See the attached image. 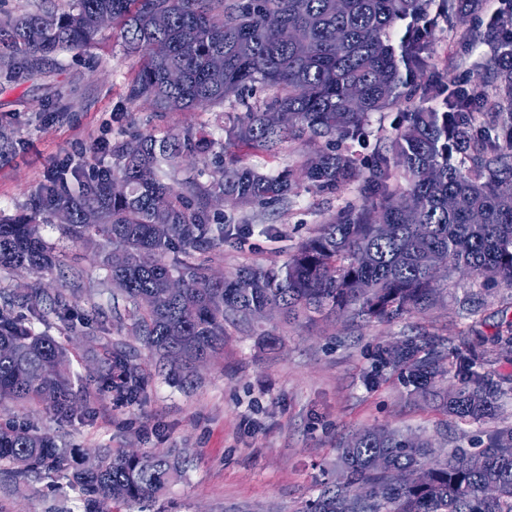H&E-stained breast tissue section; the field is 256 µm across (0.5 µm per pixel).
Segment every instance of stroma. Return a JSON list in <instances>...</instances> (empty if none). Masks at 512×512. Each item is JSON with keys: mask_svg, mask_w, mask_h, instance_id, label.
Segmentation results:
<instances>
[{"mask_svg": "<svg viewBox=\"0 0 512 512\" xmlns=\"http://www.w3.org/2000/svg\"><path fill=\"white\" fill-rule=\"evenodd\" d=\"M511 11L512 0H491L465 20L439 21L428 48V77L475 90L472 68L488 58L484 47L462 44L459 34ZM138 66V57L127 55L116 31L106 28L90 50L33 60L9 75L0 69V213H26L56 166L111 164L113 145L135 134L205 126L223 139L219 108L158 112L146 103L129 104L127 89ZM363 195L358 182L333 195L302 186L283 205L244 209L251 223L272 228L273 236L257 234L244 244L211 250V266L228 276L244 266L283 265L325 217L360 203ZM66 253L59 274L0 270V291L32 286L51 296L66 276L78 274L82 292L75 308L92 312L93 320L70 331L75 372L89 377L101 358L125 351L149 381L146 397L129 404L89 385L78 395L95 407L92 419L62 425L42 406L6 402L0 404V422L33 424L72 448L173 450L185 459L182 479L156 502L112 503L104 512H300L320 483L335 477L338 441L359 429L409 431L445 452L486 447L496 429L512 426V355L493 342L500 324L512 320V290L489 291L473 314L462 305L469 282L452 277L441 283L442 302L388 323L345 314L290 325L275 317L255 330L230 327L223 355L178 378L159 367L137 337L116 329L115 304L100 290L104 272L91 253L80 246ZM265 331L279 336L276 349L264 346ZM419 334L435 337L442 351L463 353L468 343L480 344L484 371L504 389L495 419L448 416L411 395L391 372L378 384L365 382L376 345ZM67 483L64 476L53 485L1 476L0 512H85Z\"/></svg>", "mask_w": 512, "mask_h": 512, "instance_id": "1", "label": "stroma"}]
</instances>
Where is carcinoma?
I'll return each instance as SVG.
<instances>
[{
	"mask_svg": "<svg viewBox=\"0 0 512 512\" xmlns=\"http://www.w3.org/2000/svg\"><path fill=\"white\" fill-rule=\"evenodd\" d=\"M74 0L71 12L29 13L0 22V45L11 60L87 50L112 15L125 50L142 60L128 86L131 103L160 112L241 106L224 111V142L204 131H149L112 147V164L89 172L63 166L41 186L29 213L0 216V269L53 273L64 248L45 240L41 226L59 211L63 239L90 249L106 271L101 285L127 304L116 318L169 372H189L224 350V324L249 327L255 311L272 306L285 321L347 312L389 322L425 311L442 297L436 273L481 278V286L512 290V16L470 37L487 48L492 67L477 82L490 102L427 79L426 53L437 18L459 12L457 0ZM410 20L393 44L396 25ZM181 72L171 85L166 73ZM443 97L442 106L398 113L390 142L371 166L350 149L368 137L370 115L413 97ZM289 114L288 124L278 121ZM325 143L295 168L263 174L247 157L275 154L286 142ZM465 160L453 159V152ZM209 164V180L176 187L163 167L183 155ZM78 181L77 192L67 175ZM360 181L361 205L326 218L281 266H245L222 279L198 251L252 234L245 219L225 218L221 206L271 207L294 186L334 193ZM122 190L112 191L113 183ZM180 292L167 288L170 279ZM65 288L43 305L36 290L0 298V402L35 403L60 421L86 419L71 374L70 341L37 325L75 317ZM370 384L396 373L420 395L440 398L446 412L484 421L494 416L502 388L479 370L483 353L471 347L440 355L425 335L408 336L373 352ZM100 391L133 403L148 381L120 351L100 363ZM339 477L320 484L302 512H347L354 487L371 490L352 512H512V428L497 429L473 453L440 455L413 433L366 427L339 442ZM15 480L51 481L70 472V487L87 505L158 499L184 473L169 452L140 455L110 449L97 465L84 451L58 444L33 427L0 425V471ZM425 470L427 476L417 479Z\"/></svg>",
	"mask_w": 512,
	"mask_h": 512,
	"instance_id": "carcinoma-1",
	"label": "carcinoma"
}]
</instances>
